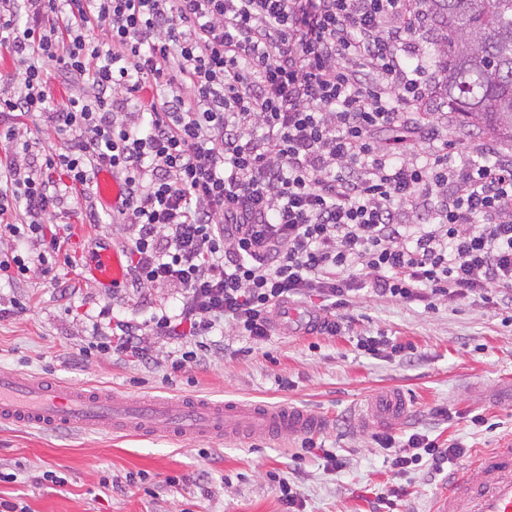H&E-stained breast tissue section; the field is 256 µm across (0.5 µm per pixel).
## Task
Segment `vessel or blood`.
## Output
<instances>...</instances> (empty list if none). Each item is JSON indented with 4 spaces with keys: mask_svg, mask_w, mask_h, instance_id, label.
Segmentation results:
<instances>
[{
    "mask_svg": "<svg viewBox=\"0 0 512 512\" xmlns=\"http://www.w3.org/2000/svg\"><path fill=\"white\" fill-rule=\"evenodd\" d=\"M99 199L109 206L121 202L122 182L104 171L97 177ZM125 254L103 246L88 255L82 275L101 288L120 287L126 277ZM314 315L284 303L273 314L283 336L303 334L319 324ZM406 409L403 393H388L372 403L373 418L391 421ZM0 422H15L49 431L82 429L124 435H166L174 439L199 437L268 438L306 433L321 421L308 411L287 405L203 398H128L109 390L77 387L41 377L20 378L0 373ZM431 512H512V440L479 451L435 495Z\"/></svg>",
    "mask_w": 512,
    "mask_h": 512,
    "instance_id": "1",
    "label": "vessel or blood"
}]
</instances>
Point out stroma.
<instances>
[{"mask_svg":"<svg viewBox=\"0 0 512 512\" xmlns=\"http://www.w3.org/2000/svg\"><path fill=\"white\" fill-rule=\"evenodd\" d=\"M440 35L425 20L419 35L427 84L422 109L434 114L452 161L487 145L512 157L511 144L472 134L442 103L443 73L432 52ZM100 206L94 194L69 203L49 220L67 238L46 271L0 281V372L54 377L130 398L197 395L290 404L325 419L313 438L343 466L327 469L324 460L303 452L296 434L181 441L0 424L1 501L27 505L28 512H283L277 479L297 470L300 512H370L376 493L392 485L403 490L393 512H429L444 475L427 465L395 473L373 433L384 430L404 440L419 432L470 451L512 437V408L481 400L482 391L512 382V321L507 310L471 299L428 308L360 292L336 335L275 334L255 343L227 326L223 355L177 373L171 368L175 347L162 339L155 340L148 364L109 352L73 359L76 348L89 343L103 306L142 323L173 312L180 299L170 286L125 285L106 292L81 278L85 249L101 240L123 249L133 234L127 224L87 223L86 211ZM369 336L386 337L409 351L369 355L359 347ZM393 389L404 394L406 412L387 425L366 419L367 401ZM439 408L448 409L450 419L437 417ZM478 413L484 425L471 423ZM48 471L62 477V484L44 480ZM129 475L135 494H103L102 479ZM172 476L178 480L173 487L166 483Z\"/></svg>","mask_w":512,"mask_h":512,"instance_id":"1","label":"stroma"}]
</instances>
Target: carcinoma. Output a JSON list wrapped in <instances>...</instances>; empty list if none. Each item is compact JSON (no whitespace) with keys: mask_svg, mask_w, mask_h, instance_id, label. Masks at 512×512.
Wrapping results in <instances>:
<instances>
[{"mask_svg":"<svg viewBox=\"0 0 512 512\" xmlns=\"http://www.w3.org/2000/svg\"><path fill=\"white\" fill-rule=\"evenodd\" d=\"M444 31L443 103L465 126L512 142V0H424Z\"/></svg>","mask_w":512,"mask_h":512,"instance_id":"1","label":"carcinoma"}]
</instances>
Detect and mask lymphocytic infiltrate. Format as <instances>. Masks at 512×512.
<instances>
[{"instance_id": "lymphocytic-infiltrate-1", "label": "lymphocytic infiltrate", "mask_w": 512, "mask_h": 512, "mask_svg": "<svg viewBox=\"0 0 512 512\" xmlns=\"http://www.w3.org/2000/svg\"><path fill=\"white\" fill-rule=\"evenodd\" d=\"M422 13L410 0H0V47L23 87L0 95V239L13 243L0 273L47 265L19 244L44 239L67 202L55 172L86 191L107 169L124 184L111 219L134 229L131 286H172L181 301L144 324L101 308L111 329L78 357L144 363L158 336L179 342L178 371L223 354L221 324L265 340L294 297L331 314L359 291L511 309L512 159L417 150L439 136L412 65ZM93 19L103 39L89 38ZM52 64L82 92L54 101ZM18 113L67 145L33 153ZM390 126L406 130L408 158L376 144ZM372 440L400 473L465 453L421 433Z\"/></svg>"}]
</instances>
